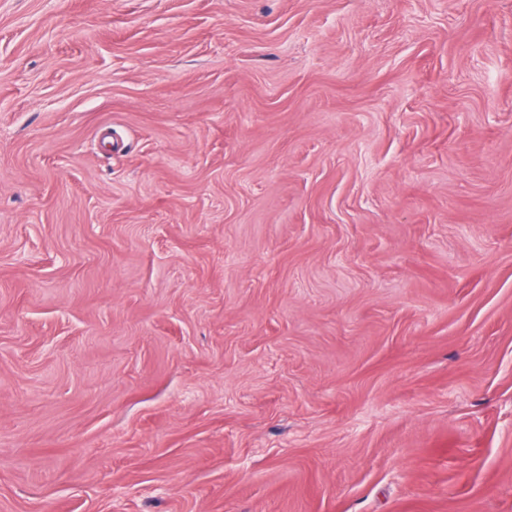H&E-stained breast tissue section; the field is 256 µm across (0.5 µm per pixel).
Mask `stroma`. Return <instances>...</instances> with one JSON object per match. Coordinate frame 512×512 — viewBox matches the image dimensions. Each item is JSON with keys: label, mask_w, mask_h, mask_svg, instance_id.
Returning a JSON list of instances; mask_svg holds the SVG:
<instances>
[{"label": "stroma", "mask_w": 512, "mask_h": 512, "mask_svg": "<svg viewBox=\"0 0 512 512\" xmlns=\"http://www.w3.org/2000/svg\"><path fill=\"white\" fill-rule=\"evenodd\" d=\"M0 512H512V0H0Z\"/></svg>", "instance_id": "1"}]
</instances>
